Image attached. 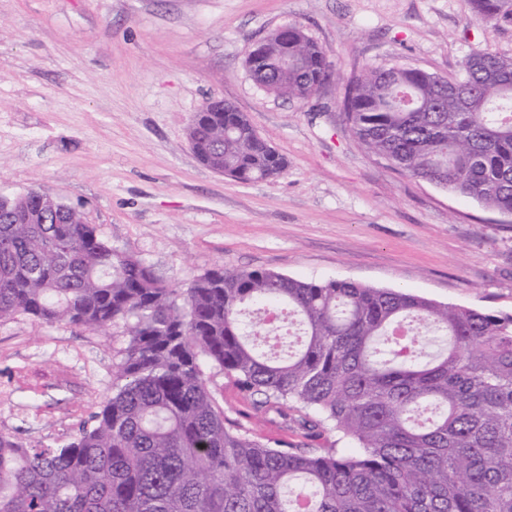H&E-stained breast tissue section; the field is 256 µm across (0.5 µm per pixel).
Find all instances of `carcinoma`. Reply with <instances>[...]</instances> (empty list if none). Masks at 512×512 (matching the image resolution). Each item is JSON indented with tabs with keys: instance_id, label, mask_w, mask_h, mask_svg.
I'll return each instance as SVG.
<instances>
[{
	"instance_id": "obj_1",
	"label": "carcinoma",
	"mask_w": 512,
	"mask_h": 512,
	"mask_svg": "<svg viewBox=\"0 0 512 512\" xmlns=\"http://www.w3.org/2000/svg\"><path fill=\"white\" fill-rule=\"evenodd\" d=\"M512 24V0H471ZM246 58L289 101L333 77L296 25ZM343 116L403 173L512 214V57L445 78L404 64L343 86ZM188 129L199 160L240 182L286 159L244 113L209 99ZM121 327L112 392L55 447L0 435V512H512V315L355 281L218 264L178 288L41 189L0 197V321ZM209 364L302 441L227 418Z\"/></svg>"
}]
</instances>
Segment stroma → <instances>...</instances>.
I'll return each mask as SVG.
<instances>
[{
  "label": "stroma",
  "instance_id": "1",
  "mask_svg": "<svg viewBox=\"0 0 512 512\" xmlns=\"http://www.w3.org/2000/svg\"><path fill=\"white\" fill-rule=\"evenodd\" d=\"M291 24L345 75L406 63L448 76L474 53L512 57V26L477 21L470 0H0V196L45 190L176 285L225 263L512 314V214L367 153L335 84L300 103L253 82L248 52ZM211 98L245 114L283 174L242 183L198 160L188 128ZM127 343L116 328L0 322V434L66 442ZM205 374L230 419L290 437Z\"/></svg>",
  "mask_w": 512,
  "mask_h": 512
}]
</instances>
